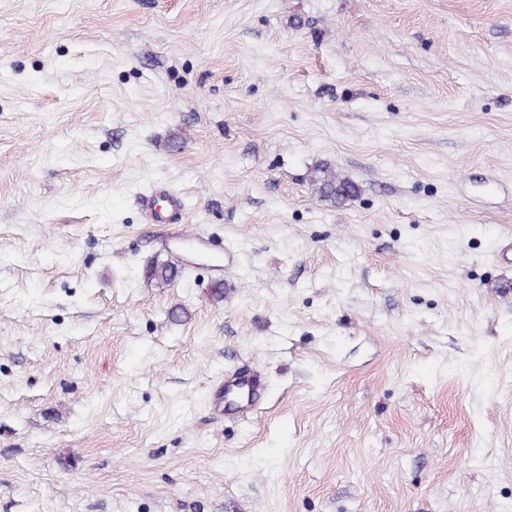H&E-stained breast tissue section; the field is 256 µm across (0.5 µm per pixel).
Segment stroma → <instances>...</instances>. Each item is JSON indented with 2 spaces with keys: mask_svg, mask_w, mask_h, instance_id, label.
I'll return each mask as SVG.
<instances>
[{
  "mask_svg": "<svg viewBox=\"0 0 512 512\" xmlns=\"http://www.w3.org/2000/svg\"><path fill=\"white\" fill-rule=\"evenodd\" d=\"M0 512H512V0H0ZM313 173L310 182L320 200L340 205L355 196V185L337 175L331 166L319 165ZM264 391V380L260 373L251 372L246 375L225 376L213 391L212 404L215 409L230 408L232 405L237 411L257 409Z\"/></svg>",
  "mask_w": 512,
  "mask_h": 512,
  "instance_id": "stroma-1",
  "label": "stroma"
}]
</instances>
